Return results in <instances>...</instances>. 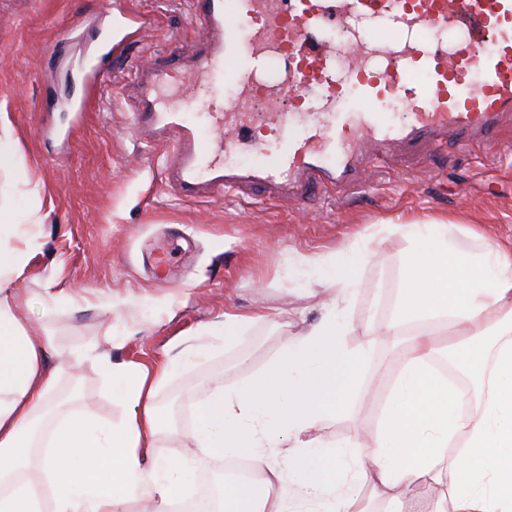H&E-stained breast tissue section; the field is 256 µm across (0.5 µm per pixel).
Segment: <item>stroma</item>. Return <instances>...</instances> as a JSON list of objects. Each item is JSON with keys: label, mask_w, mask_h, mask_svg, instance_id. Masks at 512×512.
Wrapping results in <instances>:
<instances>
[{"label": "stroma", "mask_w": 512, "mask_h": 512, "mask_svg": "<svg viewBox=\"0 0 512 512\" xmlns=\"http://www.w3.org/2000/svg\"><path fill=\"white\" fill-rule=\"evenodd\" d=\"M192 8V0H0V107L47 214L16 285L26 301L16 315L77 357L57 396L102 423L118 421L124 408L86 352L162 362L178 354L182 339L209 346L205 359L177 369L158 394L174 425L160 439L164 456L184 452L185 409L215 387L265 368L286 340L322 318L335 295L324 285L327 256L360 245L382 221L448 219L464 251L478 249L485 234L512 240V128L489 147L451 143L370 164L364 184L340 201L314 193L268 205L229 195L186 203L170 195L131 125L129 105H115L114 98L137 67L201 38L190 22ZM76 21L80 33L58 42L57 30ZM95 38L111 40L112 52L90 110L80 114L72 107L84 93L76 69ZM182 234L196 241L193 259L180 281L158 283L147 248ZM409 247L390 237L361 265L360 287L346 293L356 327L349 343L358 342V329L392 312ZM51 278L69 289L71 300L47 301L43 288ZM258 308L267 310L268 321L225 346L224 314ZM383 398L380 391L358 394L323 421L317 436L368 442Z\"/></svg>", "instance_id": "obj_1"}]
</instances>
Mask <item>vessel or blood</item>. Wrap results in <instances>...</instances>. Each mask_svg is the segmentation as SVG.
Segmentation results:
<instances>
[{"label": "vessel or blood", "instance_id": "obj_1", "mask_svg": "<svg viewBox=\"0 0 512 512\" xmlns=\"http://www.w3.org/2000/svg\"><path fill=\"white\" fill-rule=\"evenodd\" d=\"M204 38L137 69L131 123L165 148L161 176L178 199L232 190L270 200L306 192L345 196L367 160L397 151L488 143L512 119V0H194ZM383 38L375 39L371 30ZM347 41L336 48L331 34ZM189 75L207 132L160 92ZM223 81L232 100L211 95ZM263 99L277 140L257 138L245 104ZM400 100L406 120L378 106ZM262 154L240 166L239 151Z\"/></svg>", "mask_w": 512, "mask_h": 512}]
</instances>
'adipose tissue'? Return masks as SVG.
<instances>
[{"label":"adipose tissue","instance_id":"adipose-tissue-1","mask_svg":"<svg viewBox=\"0 0 512 512\" xmlns=\"http://www.w3.org/2000/svg\"><path fill=\"white\" fill-rule=\"evenodd\" d=\"M384 229L412 244L391 318L365 326L352 346L351 322L329 309L266 368L211 392L187 433L199 453L184 461L157 451L169 415L156 398L171 363L95 355L124 415L103 427L83 411L59 413L65 366L49 363L54 342L13 313L12 284L27 271L32 240L1 221L0 512H127L133 500L169 512L195 471L240 456L252 476L225 484L223 512H363L365 485L380 512L406 503L426 512H512V247L488 237L480 251H460L444 220ZM381 245L372 236L351 258L331 259V285L357 288V267ZM430 320L460 338L452 354L477 381L472 407L433 366ZM382 338L401 356L377 432L365 445L316 437L361 389Z\"/></svg>","mask_w":512,"mask_h":512}]
</instances>
